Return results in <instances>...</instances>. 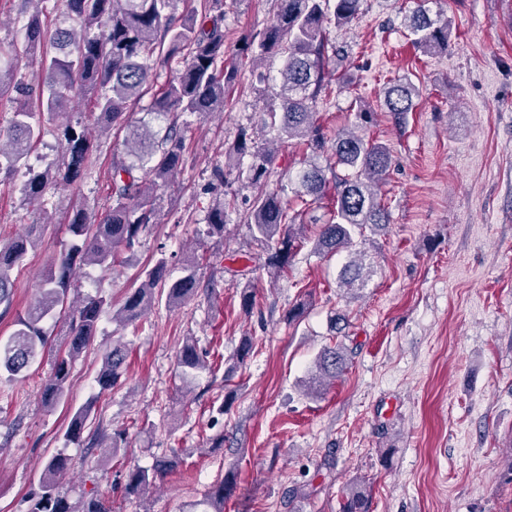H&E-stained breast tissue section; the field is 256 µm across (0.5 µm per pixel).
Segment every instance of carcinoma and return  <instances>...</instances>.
I'll use <instances>...</instances> for the list:
<instances>
[{"label":"carcinoma","instance_id":"obj_1","mask_svg":"<svg viewBox=\"0 0 512 512\" xmlns=\"http://www.w3.org/2000/svg\"><path fill=\"white\" fill-rule=\"evenodd\" d=\"M70 25L58 28L46 37L38 11L30 10L32 0H19L18 9L28 15L19 42L0 45V89L10 86L17 94L16 108L7 129H0V173L11 174L25 169L21 192L30 200H41L52 183L71 185L82 179L92 164L94 141L85 130H76L68 120L74 97L97 93L95 123L105 131L125 132V151L112 156V208L98 217L87 208L77 206L68 217V239L59 257L44 275L38 294L25 313L14 320L12 333L0 339V377L16 376L28 370L45 352L51 350L45 323L65 313L69 341L54 350L53 373L46 382L42 401L54 408L67 401V380L73 362L97 332L105 309L112 304L104 297L88 298L79 306L68 304L71 275L81 266L110 268L122 251H132L139 236L155 223L156 191L172 182L183 164L185 140L178 123L172 121L160 133L148 122L133 124L129 112L150 89L154 58L182 60V69L154 97L148 115L168 116L188 112L209 117L224 110V87L233 78L235 62L224 49V12L222 0H212V8L176 20L167 12L173 0H64ZM362 0H278L273 22L257 34L241 37L244 50L265 59L278 57L280 100L271 117L274 139L286 143L295 140L313 153L321 152L328 142V130L315 118L314 108L327 89L326 75L333 58L341 49L329 43L326 25L346 26L357 18ZM407 29L413 43L428 51L448 44L450 23L442 16L432 19L423 7L412 12ZM38 60L42 79L33 85L13 69L15 57ZM421 90L407 79H393L384 87V106L397 124L406 122L415 110ZM63 119L59 125L66 142L62 162L53 168L37 171L28 165L33 147L42 139L44 126L37 116ZM235 153L251 156L250 179L254 184L267 181L273 171L274 153L253 148L246 136L233 147ZM336 166L323 169L309 162L296 174L299 186L296 207L275 192H260L246 214L252 237L266 254L261 268L273 276L288 272L295 258L307 244L312 252L329 258L342 251L349 259L339 275L340 287L354 296L364 288L369 277L364 249L355 235L366 226L379 230L389 223V214L378 196L377 187L392 166L386 144L366 138L352 130L337 132L332 143ZM235 203L226 199L209 215L207 234H224V208ZM323 209L327 219L317 225L314 236L306 235L305 217L312 209ZM35 246L30 235L18 236L0 244V305L10 307L12 270L19 265L28 249ZM198 286L196 266L183 268V275L170 277L169 259L160 255L129 289L112 319L125 324L139 320L155 303L163 300L176 307L189 299ZM240 306L250 316L258 309L256 289H240ZM129 356L127 347L115 343L103 355L97 383L103 390L118 384L125 373ZM345 347L322 349L315 358L316 372L307 382L315 394L336 380L346 370ZM177 368L187 382L206 368L205 361L192 338H187L177 354ZM92 404L80 406L72 413L64 433L67 442L82 438ZM178 466L175 460L159 459L150 468L133 466L126 472L124 491L143 496L164 475ZM70 468V458L59 451L45 462L40 478V492L30 512H110L95 491L83 492L72 500L60 490V480ZM234 489L226 478L209 496L213 512H224V501ZM342 512H368L365 493L352 487L345 495Z\"/></svg>","mask_w":512,"mask_h":512}]
</instances>
